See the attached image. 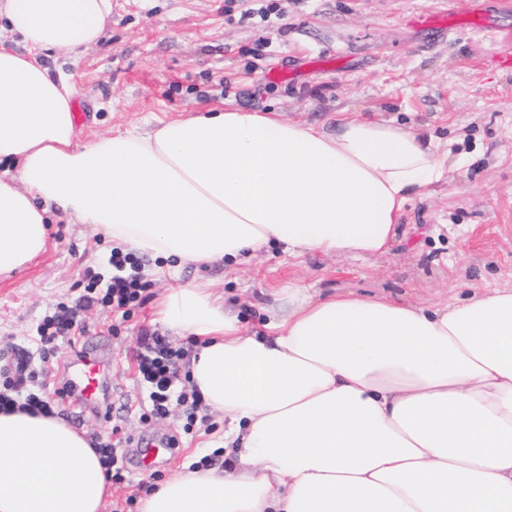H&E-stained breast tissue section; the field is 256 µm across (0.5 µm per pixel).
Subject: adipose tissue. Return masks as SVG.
I'll return each mask as SVG.
<instances>
[{
  "label": "adipose tissue",
  "mask_w": 512,
  "mask_h": 512,
  "mask_svg": "<svg viewBox=\"0 0 512 512\" xmlns=\"http://www.w3.org/2000/svg\"><path fill=\"white\" fill-rule=\"evenodd\" d=\"M111 15L112 0H0L27 47L0 45V163L16 166L0 172V276L45 252L52 208L172 277L270 249L369 258L445 175L434 143L348 112L327 129L210 109L77 143V91L39 55L89 48ZM267 313L257 334L202 285L163 299L236 464L173 474L139 512H512V287L423 307L292 285ZM109 494L83 433L0 413V512H102Z\"/></svg>",
  "instance_id": "adipose-tissue-1"
}]
</instances>
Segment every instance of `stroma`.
Masks as SVG:
<instances>
[{"label":"stroma","instance_id":"stroma-1","mask_svg":"<svg viewBox=\"0 0 512 512\" xmlns=\"http://www.w3.org/2000/svg\"><path fill=\"white\" fill-rule=\"evenodd\" d=\"M267 19H245L237 0H112L100 41L83 54L40 56L51 77L75 84L88 119L80 142L148 121H172L224 105L276 109L290 121L326 125L337 113L376 115L412 126L438 143L445 180L406 206L391 249L367 259L310 253L288 259L270 251L230 269L188 265L179 277H153L142 307L111 334V313L84 318L112 358V413L97 420L62 409L60 418L107 442L178 436L171 460L155 473H128L103 512H138L153 477L167 479L224 445V415L184 432L181 406L149 416L131 359L140 326L157 327L156 304L171 288L203 283L225 297L244 325L262 331L274 292L293 284L314 296L356 292L430 306L461 283L512 286V69L494 62L495 45L464 25L435 29L423 19L449 0H274ZM47 250L0 281V352L36 351V326L58 303L84 291L85 270L107 272L112 243L91 225L49 214Z\"/></svg>","mask_w":512,"mask_h":512}]
</instances>
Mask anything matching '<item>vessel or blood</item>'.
I'll use <instances>...</instances> for the list:
<instances>
[{
    "label": "vessel or blood",
    "instance_id": "obj_1",
    "mask_svg": "<svg viewBox=\"0 0 512 512\" xmlns=\"http://www.w3.org/2000/svg\"><path fill=\"white\" fill-rule=\"evenodd\" d=\"M458 7L475 28L495 43L497 60L512 66V32L493 25L484 17L471 14L466 0H460ZM64 369L66 399L74 407L97 414L111 409L112 361L102 350L83 345L67 356ZM130 445L136 450L135 467L140 471L153 468L164 449L163 443L142 437L131 438Z\"/></svg>",
    "mask_w": 512,
    "mask_h": 512
}]
</instances>
